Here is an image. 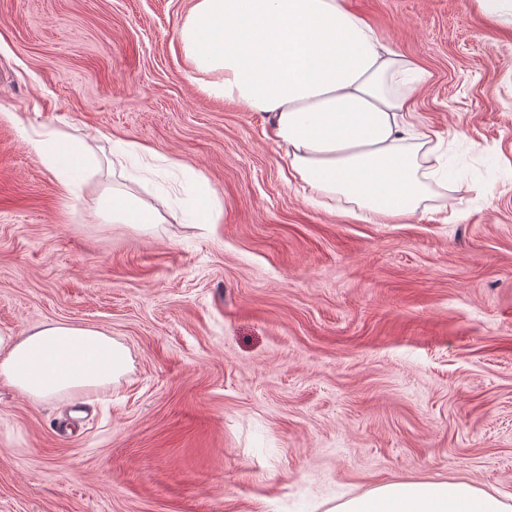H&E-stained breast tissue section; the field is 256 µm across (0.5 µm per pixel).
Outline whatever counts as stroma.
<instances>
[{
	"label": "stroma",
	"instance_id": "1",
	"mask_svg": "<svg viewBox=\"0 0 512 512\" xmlns=\"http://www.w3.org/2000/svg\"><path fill=\"white\" fill-rule=\"evenodd\" d=\"M432 74L417 123L469 184L372 224L304 191L259 113L210 94L194 0H0V333L95 326L127 370L0 382V512H328L388 481L512 497V24L479 0H345ZM85 152L69 190L32 147ZM136 146L132 158L115 142ZM143 229L110 191L192 196ZM198 224H218L222 216V208L208 194L200 193L193 200Z\"/></svg>",
	"mask_w": 512,
	"mask_h": 512
}]
</instances>
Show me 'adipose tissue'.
Wrapping results in <instances>:
<instances>
[{"label": "adipose tissue", "instance_id": "ef3b65f1", "mask_svg": "<svg viewBox=\"0 0 512 512\" xmlns=\"http://www.w3.org/2000/svg\"><path fill=\"white\" fill-rule=\"evenodd\" d=\"M178 38L216 96L262 113L291 176L341 204V213L383 224L415 215L434 186H452L439 135L411 120L412 95L431 73L391 50L344 0H195ZM75 185L84 165L73 142H36ZM99 211L123 224L163 223L126 194ZM128 366L101 329L45 323L25 336L0 334V380L45 400L109 385ZM330 512H512L502 498L465 481L389 482L338 502Z\"/></svg>", "mask_w": 512, "mask_h": 512}]
</instances>
